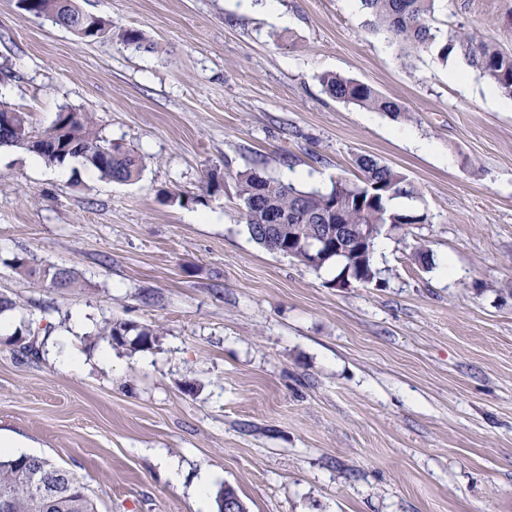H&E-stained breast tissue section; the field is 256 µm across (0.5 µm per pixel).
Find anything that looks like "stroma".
<instances>
[{"instance_id":"obj_1","label":"stroma","mask_w":512,"mask_h":512,"mask_svg":"<svg viewBox=\"0 0 512 512\" xmlns=\"http://www.w3.org/2000/svg\"><path fill=\"white\" fill-rule=\"evenodd\" d=\"M16 3L0 101L37 131L94 113L144 168L118 183L0 149V294L33 344L0 333V439L74 471L97 512H194L202 470L208 499L228 485L248 512H512V106L462 60L405 57L356 0H77L111 25L92 42ZM435 18L512 49V0H439ZM326 72L412 120L330 98ZM359 155L428 215L387 235L382 285L333 287L250 239L231 172L327 189ZM17 254L77 288L19 275ZM109 320L160 334L112 346Z\"/></svg>"}]
</instances>
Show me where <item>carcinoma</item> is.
I'll use <instances>...</instances> for the list:
<instances>
[{
    "label": "carcinoma",
    "mask_w": 512,
    "mask_h": 512,
    "mask_svg": "<svg viewBox=\"0 0 512 512\" xmlns=\"http://www.w3.org/2000/svg\"><path fill=\"white\" fill-rule=\"evenodd\" d=\"M26 13L45 17L53 24L65 21L79 39L89 37L88 29L96 28L103 36L109 23L82 11L75 0H17ZM437 0H359L364 26L399 44L407 55L422 51L433 53L443 62L462 59L478 75L491 83L504 97L512 99V53L495 39H479L464 25L441 27L433 24ZM323 91L330 97L360 108L383 112L393 120H409L411 113L397 101L380 94L368 83L326 72L320 76ZM0 117L9 119L8 133L0 136L3 146L18 147L37 154L50 164H62L72 158L96 170L100 177L114 182H132L139 178L142 158L134 151L102 136L90 112L63 108L52 124L42 132L33 130L28 115L6 103H0ZM360 176L355 181L339 177L331 187L302 189L290 182L267 176L253 166L228 176L237 184L239 209L251 239L265 249L291 251V257L311 266V258L300 241L288 243V226L300 225L302 238L325 233L330 224H343L347 234L358 227L427 223V214L416 207L398 210L392 206L396 198L416 197L406 176L397 169L367 155L355 159ZM277 224L280 229L265 236L263 226ZM375 241H370L363 256L329 255L314 270L328 264L338 265L332 284L351 282L369 285L378 281L380 271L373 262ZM12 265L20 275L36 277L49 287L63 291L77 286L74 271L55 266L34 267L25 257L16 256ZM137 330L135 344H145L157 335L151 326L138 329L119 321H108L97 336L109 343L123 344L125 336ZM49 470L63 471L73 486L70 494H62L50 502L43 498L34 476ZM0 512H97L86 485L74 473L49 459L21 454L0 457Z\"/></svg>",
    "instance_id": "carcinoma-1"
}]
</instances>
